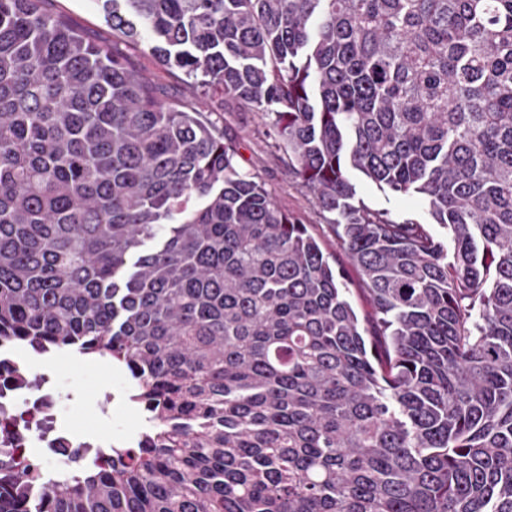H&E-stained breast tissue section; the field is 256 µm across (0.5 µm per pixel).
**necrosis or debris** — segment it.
I'll return each instance as SVG.
<instances>
[{
    "mask_svg": "<svg viewBox=\"0 0 512 512\" xmlns=\"http://www.w3.org/2000/svg\"><path fill=\"white\" fill-rule=\"evenodd\" d=\"M75 403L54 362L37 365L18 356L13 346L0 344V455L18 451L44 468L67 472L92 463L102 449L132 441L129 426L119 423L111 436L91 432L75 438L63 420Z\"/></svg>",
    "mask_w": 512,
    "mask_h": 512,
    "instance_id": "1",
    "label": "necrosis or debris"
}]
</instances>
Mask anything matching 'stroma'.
I'll return each mask as SVG.
<instances>
[{
    "label": "stroma",
    "mask_w": 512,
    "mask_h": 512,
    "mask_svg": "<svg viewBox=\"0 0 512 512\" xmlns=\"http://www.w3.org/2000/svg\"><path fill=\"white\" fill-rule=\"evenodd\" d=\"M43 9L65 18L86 40L113 45L116 51L125 53L132 68L151 81L162 98L169 102H182L194 109L208 113L225 137L238 145V162L242 169L256 173L264 181L276 205L301 219L319 240L325 253L344 262L343 253L336 246L324 214L316 206L312 196L302 188L295 172L289 168L281 152L272 148L263 137L264 123L256 112L239 105L233 110L220 112L215 105L217 95L202 94L192 87L186 77L162 67L149 52L125 45L112 36V27L104 20L100 0H42ZM357 197L368 207L384 211L390 217L427 221V211L415 196H399L380 190L363 176H354ZM60 372L72 382L74 390H84L102 396L113 383V374L106 369L88 367L84 357L72 356L68 363L59 367ZM112 404L104 400L101 405L85 401L83 406L70 411L68 424L76 431H97L109 425L107 416Z\"/></svg>",
    "instance_id": "stroma-1"
}]
</instances>
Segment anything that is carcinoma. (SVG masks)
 Returning <instances> with one entry per match:
<instances>
[{
	"label": "carcinoma",
	"mask_w": 512,
	"mask_h": 512,
	"mask_svg": "<svg viewBox=\"0 0 512 512\" xmlns=\"http://www.w3.org/2000/svg\"><path fill=\"white\" fill-rule=\"evenodd\" d=\"M102 9L269 120L373 315L207 115L0 0V341L123 365L149 424L37 494L4 454L0 512H512V0ZM357 198L374 210L384 211L392 218H410L428 222L425 206L417 196H399L380 190L362 175L353 176Z\"/></svg>",
	"instance_id": "obj_1"
}]
</instances>
